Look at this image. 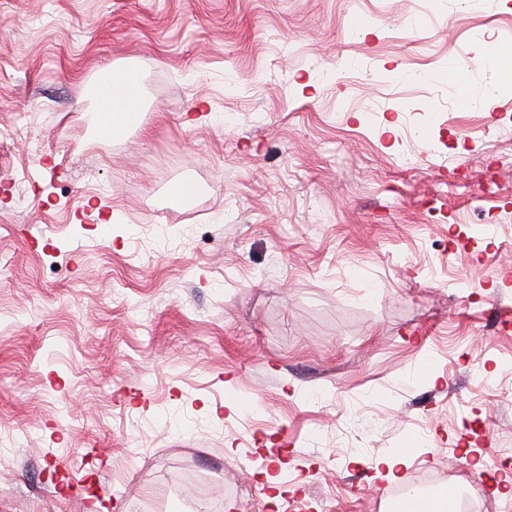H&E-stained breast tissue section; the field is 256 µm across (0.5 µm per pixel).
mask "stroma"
<instances>
[{
    "label": "stroma",
    "mask_w": 512,
    "mask_h": 512,
    "mask_svg": "<svg viewBox=\"0 0 512 512\" xmlns=\"http://www.w3.org/2000/svg\"><path fill=\"white\" fill-rule=\"evenodd\" d=\"M495 46L512 0H0V512H375L410 437L406 478L492 497ZM124 66L145 110L104 140L92 89ZM413 455L407 452H399L388 456L379 457L374 463L377 474L389 482L397 481L401 471L408 467Z\"/></svg>",
    "instance_id": "stroma-1"
}]
</instances>
